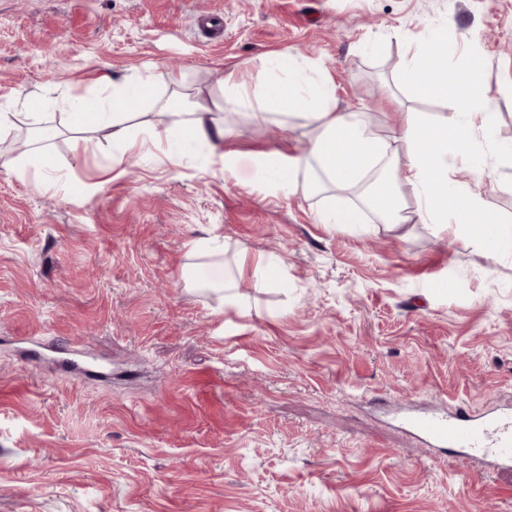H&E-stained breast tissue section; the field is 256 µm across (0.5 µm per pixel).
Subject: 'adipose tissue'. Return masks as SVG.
Listing matches in <instances>:
<instances>
[{"label": "adipose tissue", "mask_w": 512, "mask_h": 512, "mask_svg": "<svg viewBox=\"0 0 512 512\" xmlns=\"http://www.w3.org/2000/svg\"><path fill=\"white\" fill-rule=\"evenodd\" d=\"M405 45L404 80L420 98L440 99L446 113L434 129H420L417 116L396 101L389 136H376L358 111H346L336 103V84L315 63L297 64L293 57L277 55L270 65L275 78L250 89L235 73L224 79L223 107L251 105L263 111L297 115L312 127L315 136L308 158L272 150L256 156L255 167L271 186H304L311 193L329 189L345 191L370 180L371 190L365 205L338 210L328 206L319 213L324 224H361L366 214H374L385 224H435L452 226L464 246L483 248L487 244L512 240L503 220L488 211L480 192L452 187L448 172L454 159L477 155L480 144L474 128H487L490 113L479 105L489 90L484 70L466 67L449 72L431 38L423 37L417 48L407 45L408 38L395 32ZM138 103L152 109L169 111L171 101L160 98L151 76H142L131 84L115 87L109 101L75 95L70 101L69 124L78 129L98 126L111 119L113 141L121 152L113 164H122L125 151L134 144L122 125L123 118ZM182 120L170 125L152 126L150 138L162 145L177 141H223V130L211 124L210 109L204 103L180 98Z\"/></svg>", "instance_id": "obj_1"}]
</instances>
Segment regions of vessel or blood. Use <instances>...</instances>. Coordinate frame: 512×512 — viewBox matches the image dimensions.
Returning a JSON list of instances; mask_svg holds the SVG:
<instances>
[{
    "label": "vessel or blood",
    "instance_id": "b4317fda",
    "mask_svg": "<svg viewBox=\"0 0 512 512\" xmlns=\"http://www.w3.org/2000/svg\"><path fill=\"white\" fill-rule=\"evenodd\" d=\"M406 425L433 445L451 447L461 453L491 456L512 464V415L485 414L475 417L414 412Z\"/></svg>",
    "mask_w": 512,
    "mask_h": 512
}]
</instances>
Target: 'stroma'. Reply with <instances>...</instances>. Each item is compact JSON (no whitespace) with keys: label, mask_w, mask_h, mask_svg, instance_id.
<instances>
[{"label":"stroma","mask_w":512,"mask_h":512,"mask_svg":"<svg viewBox=\"0 0 512 512\" xmlns=\"http://www.w3.org/2000/svg\"><path fill=\"white\" fill-rule=\"evenodd\" d=\"M397 30L440 33L449 70L489 74L479 189L512 221V0H0V109L59 132L44 175L0 144L16 161L0 167V512H512V469L452 459L403 421L512 411V252L432 224L319 223L324 196L269 187L252 162L307 154L303 119L288 138L276 116L215 108L223 74L256 85L288 52L379 135L392 93L438 124L444 105L402 82ZM145 74L164 96L185 75L234 170L203 142L165 161L144 128L167 112L128 119L116 168L109 124L70 129L62 91L105 98ZM25 96L52 104L33 119ZM213 236L232 304L187 248ZM243 255L283 282L238 276ZM28 336L89 372L32 357Z\"/></svg>","instance_id":"obj_1"}]
</instances>
